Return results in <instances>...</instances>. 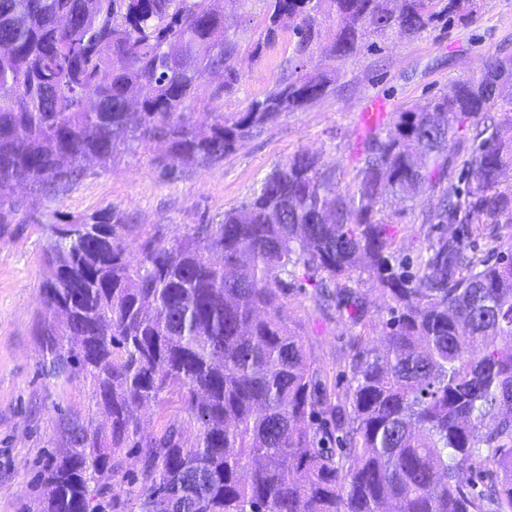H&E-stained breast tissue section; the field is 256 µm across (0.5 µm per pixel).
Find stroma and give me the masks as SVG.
<instances>
[{"mask_svg":"<svg viewBox=\"0 0 512 512\" xmlns=\"http://www.w3.org/2000/svg\"><path fill=\"white\" fill-rule=\"evenodd\" d=\"M477 3L471 18L427 28L412 38L379 36L347 60L335 61L321 50L334 37L335 19L324 21L319 47L300 58L294 53L293 22H285L274 41L264 42L268 0H222L224 30L239 46L240 81L228 93L222 73L207 75L189 106L192 121L208 110L237 117L310 71L332 72L329 92L305 108L280 113L210 165L170 173L156 151L139 146L115 156L109 168L90 165L59 202L23 194L29 221L0 227V512H41V465L65 446L69 423L77 420L95 429L105 422L92 402L90 381L53 373L42 352L47 264L46 230L39 218L53 214L73 222L104 208L117 210L132 224L126 241L135 254L151 237L170 242L196 225L220 223L225 210L247 201L266 175L297 151L316 153L324 165L348 161L368 128L392 126L401 112L449 94L488 57L512 59V0ZM286 311L327 384H345L353 334L349 323L335 308L317 305L307 289L292 292ZM187 420L183 391L172 387L146 410L138 440L160 438L174 425L181 426L184 438H193ZM113 466L112 481L122 491L108 500L105 512H133L127 490L135 477L134 449H123Z\"/></svg>","mask_w":512,"mask_h":512,"instance_id":"35a3bbf8","label":"stroma"}]
</instances>
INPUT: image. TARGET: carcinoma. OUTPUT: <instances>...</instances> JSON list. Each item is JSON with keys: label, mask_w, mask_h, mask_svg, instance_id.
I'll return each mask as SVG.
<instances>
[{"label": "carcinoma", "mask_w": 512, "mask_h": 512, "mask_svg": "<svg viewBox=\"0 0 512 512\" xmlns=\"http://www.w3.org/2000/svg\"><path fill=\"white\" fill-rule=\"evenodd\" d=\"M325 5L336 34L321 50L343 61L369 34L414 37L475 0H269L265 40L294 19L305 56ZM237 53L212 0H0V225L26 221L18 183L54 202L135 143L163 148L170 169L203 165L331 85L306 72L235 119L190 123L183 104L207 73L238 84ZM455 88L368 130L346 165L295 153L220 223L148 239L136 258L110 208L82 220L84 238L46 225L42 348L91 381L109 435L72 422L43 463L42 512H100L112 454L173 383L197 433L142 447L138 512H512V237L473 252L512 225V61L490 57ZM394 199L455 234L398 257ZM303 284L353 328L341 405L284 315ZM366 285L384 301L376 323Z\"/></svg>", "instance_id": "1"}]
</instances>
